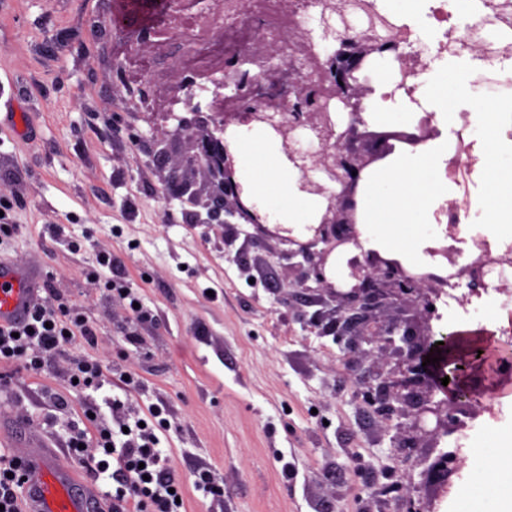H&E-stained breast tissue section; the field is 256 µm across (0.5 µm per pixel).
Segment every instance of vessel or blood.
Wrapping results in <instances>:
<instances>
[{
  "label": "vessel or blood",
  "instance_id": "1",
  "mask_svg": "<svg viewBox=\"0 0 512 512\" xmlns=\"http://www.w3.org/2000/svg\"><path fill=\"white\" fill-rule=\"evenodd\" d=\"M35 290L30 277L17 264L0 259V324L24 319ZM64 449L47 447L31 438L19 472L26 489L27 512H106L94 482L81 478L74 469L60 467Z\"/></svg>",
  "mask_w": 512,
  "mask_h": 512
}]
</instances>
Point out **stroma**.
<instances>
[{"label": "stroma", "instance_id": "35a3bbf8", "mask_svg": "<svg viewBox=\"0 0 512 512\" xmlns=\"http://www.w3.org/2000/svg\"><path fill=\"white\" fill-rule=\"evenodd\" d=\"M111 2L0 0V89L18 95L33 126L27 138L0 127V199L22 226L10 252L22 262L42 255L40 277L96 328L95 344L77 352L102 367L60 410L50 398L64 391L61 362L31 372L0 360V437L21 455L33 434L95 436L97 418L121 415L112 406L121 367L140 411L166 408L151 425L182 485L173 512H405L387 425L353 400L340 346L303 330L281 301L287 260L266 246L238 254L215 227L184 223L163 193L144 114L129 92L112 91L125 41ZM105 254L113 267L100 265ZM461 420L411 454L428 512H450L466 475L447 490L427 484L424 461L440 450L468 458V432L512 423V375Z\"/></svg>", "mask_w": 512, "mask_h": 512}]
</instances>
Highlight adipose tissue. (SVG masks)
I'll return each instance as SVG.
<instances>
[{
  "mask_svg": "<svg viewBox=\"0 0 512 512\" xmlns=\"http://www.w3.org/2000/svg\"><path fill=\"white\" fill-rule=\"evenodd\" d=\"M467 69L465 59H444L423 77L413 102L393 94L387 79L376 81L367 98L366 121L407 125L421 108L435 114L447 135L428 142L418 153L393 160L368 180L360 236L364 249L398 254L411 268L429 262L427 249L442 236L432 213L454 190L444 169L455 144V107L465 95L478 104L468 128L478 172L470 200L474 221L460 226L458 236L465 239L480 232L495 247L512 244V140L504 129L512 103L483 104L481 90L468 82ZM226 144L244 177H261L264 186L253 202L269 221L298 228L316 222L320 199L299 191L295 171L278 160L258 130L227 136ZM473 446L467 482L453 512H512V425L478 435ZM491 470L496 473L492 481L487 478Z\"/></svg>",
  "mask_w": 512,
  "mask_h": 512,
  "instance_id": "ef3b65f1",
  "label": "adipose tissue"
}]
</instances>
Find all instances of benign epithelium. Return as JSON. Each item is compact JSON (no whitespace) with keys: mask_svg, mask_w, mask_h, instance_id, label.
I'll use <instances>...</instances> for the list:
<instances>
[{"mask_svg":"<svg viewBox=\"0 0 512 512\" xmlns=\"http://www.w3.org/2000/svg\"><path fill=\"white\" fill-rule=\"evenodd\" d=\"M197 15L217 24L224 19V0H193ZM171 20L178 29L186 20L182 0H138L136 8L114 20L115 27L133 34L132 47L140 54L149 48L171 51L183 57L196 50L191 40H173L169 33L153 30L143 15L155 11ZM262 51L241 59L226 58L224 82L214 98L202 108L191 92L182 102L184 114L153 112L163 123L154 124L150 138L156 147L155 160L162 179V190L185 204L188 224H211L224 228V242L237 236L236 225L250 224L251 242L272 240L288 246L274 255L288 261L296 278L287 284L282 301L290 302L315 295L319 309L308 314L298 311L302 328L319 336H331L343 351L341 365L352 382V397L362 399L389 428L394 448H416L422 438L434 440L449 434L457 426V414L480 403L497 390L496 376L512 368V349L496 354L479 340L460 333L441 336L437 344L431 324L433 299L440 297L446 283L443 272L455 268L458 278H466L471 293L487 287L488 264L479 261L462 264L460 250L446 242L428 249L429 271L419 277L408 273L403 262L377 250H363L360 233L354 224L355 199L360 174L374 166L382 151H390L393 142L414 139L412 132H391L371 126L356 117L341 137V155H336V131L325 112H285L288 94L298 105L307 102V82L294 78L287 94L266 102L262 111L245 106L238 112H226L219 102L229 84L241 88L245 82H259L271 73L286 69L295 75L305 50L293 48L288 57H278L277 44L268 40ZM376 46L367 40L353 43L345 53L331 55L320 69L343 82L344 100L353 107L373 92L346 72ZM250 64L258 69L252 80L240 72ZM263 127L281 141L299 128L324 129L320 148L313 151L284 149L287 162L302 173L300 190L319 196L323 205L315 224H306L296 232L283 224H271L250 202L239 179L235 161L224 143V133L240 127ZM357 175H352V172ZM441 356L435 365L422 366L426 356ZM449 377L447 385L441 379ZM460 458L451 451L439 453L425 469L431 482L445 488L448 476L459 471Z\"/></svg>","mask_w":512,"mask_h":512,"instance_id":"7a95c632","label":"benign epithelium"}]
</instances>
